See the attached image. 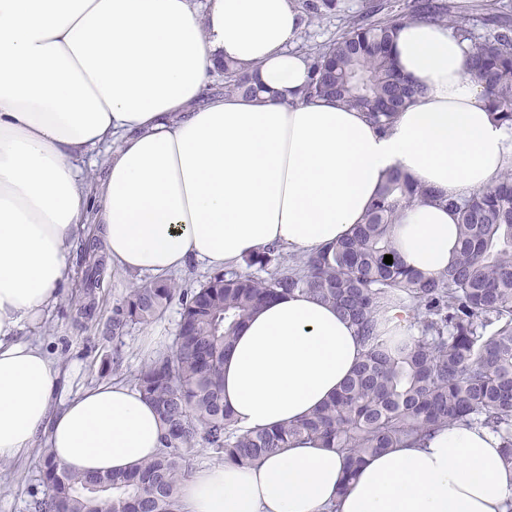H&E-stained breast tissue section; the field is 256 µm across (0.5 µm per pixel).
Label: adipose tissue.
<instances>
[{
	"label": "adipose tissue",
	"mask_w": 512,
	"mask_h": 512,
	"mask_svg": "<svg viewBox=\"0 0 512 512\" xmlns=\"http://www.w3.org/2000/svg\"><path fill=\"white\" fill-rule=\"evenodd\" d=\"M305 26L291 0H0V460L42 430L54 460L90 476L161 447L156 409L126 384L84 389L51 415L59 371L20 335L56 303L87 223L113 268L159 279L269 247L309 256L349 237L400 172L429 198L400 210L395 251L427 276L453 263L446 199L512 169V126L471 78V49L445 24L400 26L396 66L427 91L383 132L364 112L304 96L310 60L293 46ZM227 58L280 99L208 97ZM101 148L91 185L81 165ZM361 353L336 307L278 297L226 353L224 404L245 429L299 420ZM182 501L183 512H506L512 465L499 435L455 424L366 458L349 484L339 454L301 441L250 468L200 471Z\"/></svg>",
	"instance_id": "1"
}]
</instances>
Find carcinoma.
I'll list each match as a JSON object with an SVG mask.
<instances>
[{
  "instance_id": "carcinoma-1",
  "label": "carcinoma",
  "mask_w": 512,
  "mask_h": 512,
  "mask_svg": "<svg viewBox=\"0 0 512 512\" xmlns=\"http://www.w3.org/2000/svg\"><path fill=\"white\" fill-rule=\"evenodd\" d=\"M322 20L339 0H300ZM407 21L446 22L471 39L464 6L413 0L386 21L346 19V30L309 49L310 97L336 99L389 127L424 87L401 75L390 54L393 33ZM220 93L251 99L279 94L231 62L219 71ZM472 77L498 118L512 125V34L489 36L472 46ZM427 193L399 174L390 179L353 234L292 267L275 247L245 257L254 273L228 271L196 289L173 279L142 280L112 316L108 331L158 319L174 295L182 296L175 346L155 355L131 380L157 409L165 426L160 451L127 471L84 476L43 452L47 493L34 512H183L179 485L190 477L186 450L251 467L297 440L341 453L346 479L364 458L407 447L454 423L476 424L500 434L512 463V171L469 199L448 198L457 214L455 264L436 277L407 269L390 238L398 207ZM393 263H384V256ZM84 296L71 304L79 315L95 305L106 265L97 240H84ZM311 294L335 305L353 322L364 349L340 391L312 414L274 429L242 431L224 407V354L253 312L282 295ZM393 302L412 311L410 329L391 334L380 313Z\"/></svg>"
}]
</instances>
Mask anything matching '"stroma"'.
<instances>
[{
    "instance_id": "35a3bbf8",
    "label": "stroma",
    "mask_w": 512,
    "mask_h": 512,
    "mask_svg": "<svg viewBox=\"0 0 512 512\" xmlns=\"http://www.w3.org/2000/svg\"><path fill=\"white\" fill-rule=\"evenodd\" d=\"M368 2L340 0L339 15L320 22L309 21L298 43L299 50L305 52L311 45L336 39L343 31V16L361 15ZM83 258L82 249L74 248L71 279L62 289L58 301L39 322L26 325L22 330L23 336L42 342L58 367V385L51 400V408L55 411L83 388L118 377L131 379L147 362L144 349L148 337H157V350H171L181 320V301L175 298L157 321L134 326L119 340L106 335L104 328L114 310L121 305L130 288L141 280L140 275L108 269L96 290L91 318L76 322V312L70 308L68 298L84 287ZM116 353L122 357L117 368L112 365V356ZM46 446V438H39L35 448L27 454L0 462V512H32V503L43 498L46 487L41 481L40 470L42 451Z\"/></svg>"
}]
</instances>
